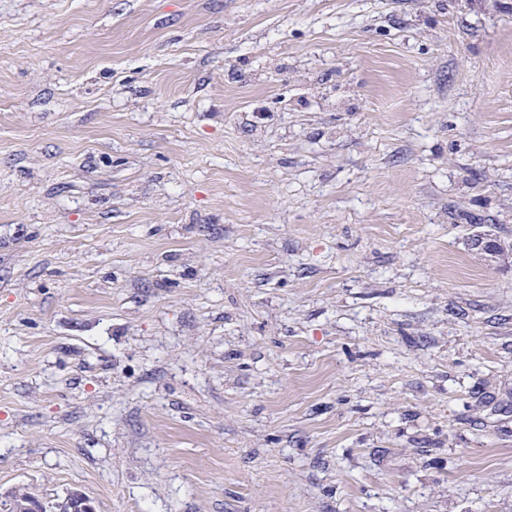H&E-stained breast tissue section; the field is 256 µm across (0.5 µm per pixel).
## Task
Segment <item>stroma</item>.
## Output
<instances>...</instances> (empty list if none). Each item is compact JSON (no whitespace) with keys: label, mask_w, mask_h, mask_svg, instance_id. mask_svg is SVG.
Returning a JSON list of instances; mask_svg holds the SVG:
<instances>
[{"label":"stroma","mask_w":512,"mask_h":512,"mask_svg":"<svg viewBox=\"0 0 512 512\" xmlns=\"http://www.w3.org/2000/svg\"><path fill=\"white\" fill-rule=\"evenodd\" d=\"M18 488L512 512V0H0Z\"/></svg>","instance_id":"1"}]
</instances>
